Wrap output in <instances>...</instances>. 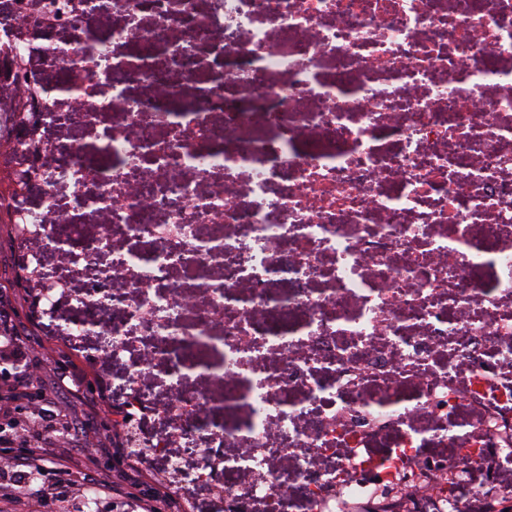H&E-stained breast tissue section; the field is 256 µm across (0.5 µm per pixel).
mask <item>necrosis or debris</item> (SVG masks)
Wrapping results in <instances>:
<instances>
[{
  "instance_id": "4bbe7bcc",
  "label": "necrosis or debris",
  "mask_w": 512,
  "mask_h": 512,
  "mask_svg": "<svg viewBox=\"0 0 512 512\" xmlns=\"http://www.w3.org/2000/svg\"><path fill=\"white\" fill-rule=\"evenodd\" d=\"M114 17L110 31L97 26ZM0 213L139 460L211 512L512 497V0H68ZM133 85L151 95L113 111ZM266 124H255L258 109ZM80 127L96 142L66 138Z\"/></svg>"
}]
</instances>
